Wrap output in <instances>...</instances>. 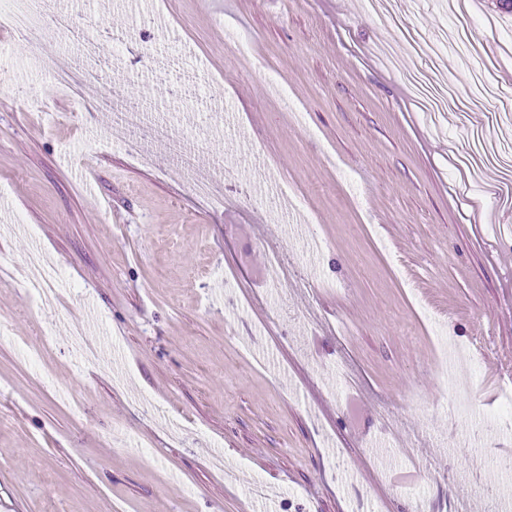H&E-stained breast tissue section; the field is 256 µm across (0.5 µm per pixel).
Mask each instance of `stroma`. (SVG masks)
I'll list each match as a JSON object with an SVG mask.
<instances>
[{"label":"stroma","instance_id":"obj_1","mask_svg":"<svg viewBox=\"0 0 512 512\" xmlns=\"http://www.w3.org/2000/svg\"><path fill=\"white\" fill-rule=\"evenodd\" d=\"M82 14L104 25L106 76L75 100L48 74L76 37L0 32V512L512 499L496 467L512 459L496 419L512 209L463 176L472 132L512 145V14L495 0L455 16L443 0H83ZM132 102L173 132L165 172L124 145ZM195 176L226 206L198 199ZM283 187L296 207L276 222ZM275 247L308 286L270 288ZM444 342L476 355L454 388Z\"/></svg>","mask_w":512,"mask_h":512}]
</instances>
